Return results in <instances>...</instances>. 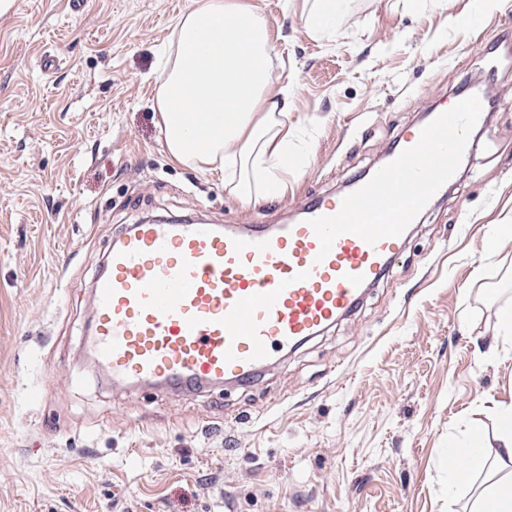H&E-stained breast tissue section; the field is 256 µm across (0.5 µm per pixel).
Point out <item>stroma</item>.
I'll use <instances>...</instances> for the list:
<instances>
[{
	"label": "stroma",
	"instance_id": "obj_1",
	"mask_svg": "<svg viewBox=\"0 0 512 512\" xmlns=\"http://www.w3.org/2000/svg\"><path fill=\"white\" fill-rule=\"evenodd\" d=\"M290 80L310 163L246 209L168 156L159 56L194 0H14L0 20V512H467L448 446L495 452L512 400L497 334L512 291V0H249ZM495 101L476 150L346 316L251 385L112 387L83 362L113 236L160 216L286 224L377 166L469 80ZM343 6V0H317L316 5L304 18L306 31L318 37L334 32L336 15Z\"/></svg>",
	"mask_w": 512,
	"mask_h": 512
}]
</instances>
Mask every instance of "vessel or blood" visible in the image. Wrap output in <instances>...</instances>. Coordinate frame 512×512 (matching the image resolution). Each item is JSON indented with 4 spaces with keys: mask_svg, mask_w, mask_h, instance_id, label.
<instances>
[{
    "mask_svg": "<svg viewBox=\"0 0 512 512\" xmlns=\"http://www.w3.org/2000/svg\"><path fill=\"white\" fill-rule=\"evenodd\" d=\"M483 120L478 98L453 99L345 195L291 224L130 225L92 290L89 362L113 381L184 394L259 380L353 310L456 178Z\"/></svg>",
    "mask_w": 512,
    "mask_h": 512,
    "instance_id": "vessel-or-blood-1",
    "label": "vessel or blood"
}]
</instances>
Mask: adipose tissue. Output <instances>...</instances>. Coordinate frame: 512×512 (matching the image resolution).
Instances as JSON below:
<instances>
[{"label": "adipose tissue", "instance_id": "obj_1", "mask_svg": "<svg viewBox=\"0 0 512 512\" xmlns=\"http://www.w3.org/2000/svg\"><path fill=\"white\" fill-rule=\"evenodd\" d=\"M272 50L267 20L247 0H195L162 54L158 108L169 156L221 175L246 206L280 198L284 173L298 166L282 106L289 86L271 69ZM496 416L500 468L479 456L448 472L452 489L461 471L484 475L470 512H512V404Z\"/></svg>", "mask_w": 512, "mask_h": 512}]
</instances>
